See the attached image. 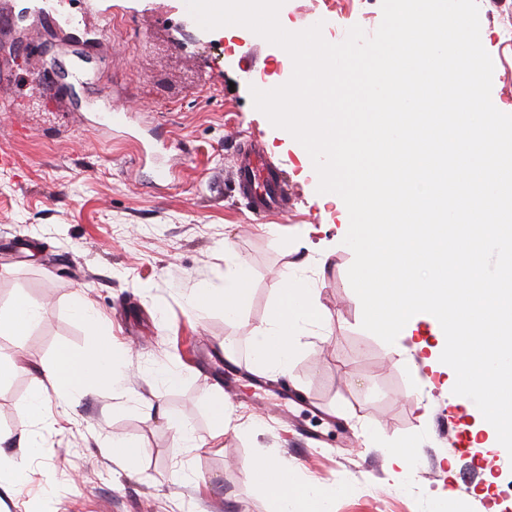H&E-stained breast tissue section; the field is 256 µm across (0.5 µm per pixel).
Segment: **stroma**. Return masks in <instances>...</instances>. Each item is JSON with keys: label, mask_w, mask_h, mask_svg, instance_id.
<instances>
[{"label": "stroma", "mask_w": 512, "mask_h": 512, "mask_svg": "<svg viewBox=\"0 0 512 512\" xmlns=\"http://www.w3.org/2000/svg\"><path fill=\"white\" fill-rule=\"evenodd\" d=\"M481 42L494 62L492 95L501 98L512 47L499 43L488 0H478ZM26 0H0L13 26L0 33V80L26 97L31 71L49 76L43 98L63 90L64 112L0 107V309L23 295L43 318L29 333L0 336V360L21 358V371L0 379V462L22 463L20 486L0 488V512H25L44 498L46 512H270L272 502L249 477L259 456L275 458L302 479L335 487L334 512H431L436 503L466 512H512V498L485 496L487 432L471 447L474 421L458 402L447 372L431 363L438 338L420 322L405 340L398 367L388 344L361 326L362 308L343 242L349 215L337 195L318 193L305 148L258 111L251 90L287 82L290 56L251 30H206L181 0H104V14L127 19L125 38L92 43L84 29H62L26 13ZM289 31L321 24L327 42L342 41L325 0H285ZM37 42L35 57L25 50ZM106 87L132 118L112 132L93 124ZM178 108L169 111V100ZM258 141L288 181L287 213L248 211L232 178L233 156ZM166 157L175 174L155 180ZM251 268V290L238 319L193 312L188 297L224 280V247ZM319 282L322 326L310 327L289 376L319 415L296 422L264 415L244 396L225 395L234 422L255 421L249 434L214 437L208 406L232 369L253 372L249 338L265 325L284 271ZM93 302L102 329L129 351L126 378L115 390L60 400L48 393L45 421L28 413L40 367L59 349L79 351L85 327L72 315ZM233 344V358L224 355ZM182 375L164 388L153 377ZM193 429L200 448L175 449L171 420ZM134 438L144 448L133 465L113 461L103 439ZM418 445V472L398 476L389 450ZM41 455L30 456L31 443ZM456 470H449V459ZM188 483H171L176 469Z\"/></svg>", "instance_id": "35a3bbf8"}]
</instances>
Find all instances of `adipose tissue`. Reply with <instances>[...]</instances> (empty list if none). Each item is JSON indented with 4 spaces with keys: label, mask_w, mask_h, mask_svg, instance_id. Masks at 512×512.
I'll use <instances>...</instances> for the list:
<instances>
[{
    "label": "adipose tissue",
    "mask_w": 512,
    "mask_h": 512,
    "mask_svg": "<svg viewBox=\"0 0 512 512\" xmlns=\"http://www.w3.org/2000/svg\"><path fill=\"white\" fill-rule=\"evenodd\" d=\"M224 283L221 287L196 293L190 306L207 313L222 311L225 317H237L250 293V269L232 247L224 249ZM278 301L270 308L266 326L250 339L255 365L263 370L289 374L299 346V337L310 326L321 325L324 313L316 302L314 283L297 275H282ZM76 320L87 330L88 341L82 353L59 350L41 367V381L29 403L34 419L43 417V400L48 391L86 393L114 387L122 378L129 354L116 350L111 339L98 325L96 311L87 301L72 306ZM42 319V310L26 297L14 299L0 309V335H21L31 331ZM249 470L255 485L267 491L272 512H332L333 490L305 482L291 475L277 460L261 458Z\"/></svg>",
    "instance_id": "obj_1"
}]
</instances>
